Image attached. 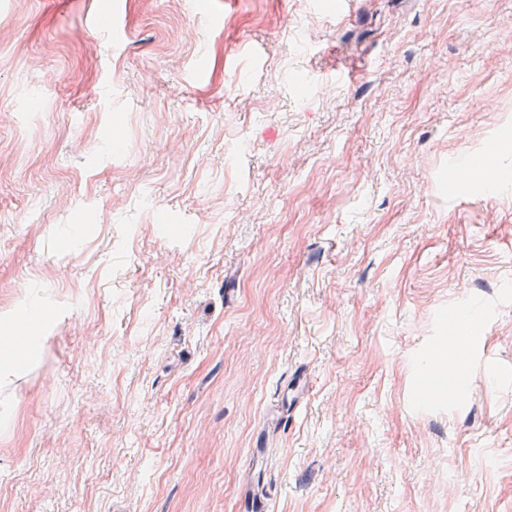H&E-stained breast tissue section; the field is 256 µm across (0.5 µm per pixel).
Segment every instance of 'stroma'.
I'll list each match as a JSON object with an SVG mask.
<instances>
[{"instance_id": "obj_1", "label": "stroma", "mask_w": 512, "mask_h": 512, "mask_svg": "<svg viewBox=\"0 0 512 512\" xmlns=\"http://www.w3.org/2000/svg\"><path fill=\"white\" fill-rule=\"evenodd\" d=\"M335 13L0 0V512H512V0ZM41 337L32 336L28 343L27 351L32 348V344L34 345V351L28 357H20L17 353L8 345H1L0 351V382L5 385L9 383L10 379L14 376H17L25 365L28 363L29 359L35 354L39 347V340Z\"/></svg>"}]
</instances>
